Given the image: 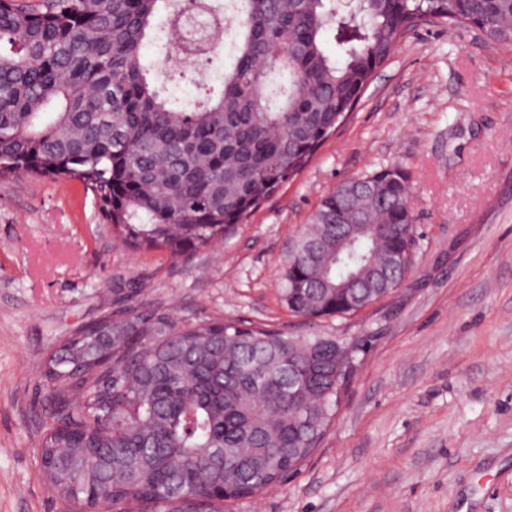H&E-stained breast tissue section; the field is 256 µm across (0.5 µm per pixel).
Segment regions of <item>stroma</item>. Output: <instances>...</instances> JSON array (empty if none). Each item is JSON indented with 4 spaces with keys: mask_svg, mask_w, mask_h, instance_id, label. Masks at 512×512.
<instances>
[{
    "mask_svg": "<svg viewBox=\"0 0 512 512\" xmlns=\"http://www.w3.org/2000/svg\"><path fill=\"white\" fill-rule=\"evenodd\" d=\"M409 174L415 263L347 319L290 313L281 274L321 199ZM370 344L303 466L226 512H512V50L471 27L410 29L308 165L190 259L132 251L76 181L0 178V512H66L40 466L48 355L105 301Z\"/></svg>",
    "mask_w": 512,
    "mask_h": 512,
    "instance_id": "obj_1",
    "label": "stroma"
}]
</instances>
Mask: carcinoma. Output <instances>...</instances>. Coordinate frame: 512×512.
Segmentation results:
<instances>
[{
    "label": "carcinoma",
    "mask_w": 512,
    "mask_h": 512,
    "mask_svg": "<svg viewBox=\"0 0 512 512\" xmlns=\"http://www.w3.org/2000/svg\"><path fill=\"white\" fill-rule=\"evenodd\" d=\"M201 0H0V177L77 180L133 250L213 246L298 174L423 16L512 49V0H227L206 51L168 53ZM234 33L219 91L195 75ZM336 31L344 53L326 51ZM188 80L184 106L160 77ZM410 185L399 166L320 202L281 275L295 316L346 318L394 291ZM336 337L284 336L162 307L77 326L40 383L56 403L40 464L70 512H224L281 482L336 418Z\"/></svg>",
    "instance_id": "cac0c4a2"
}]
</instances>
